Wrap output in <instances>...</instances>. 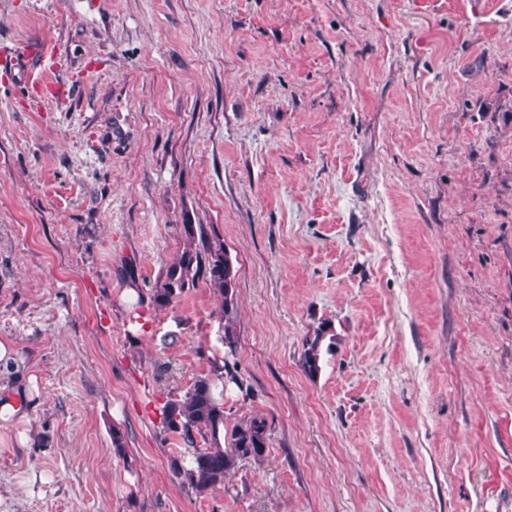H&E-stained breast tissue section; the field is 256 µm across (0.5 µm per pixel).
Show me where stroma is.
Returning <instances> with one entry per match:
<instances>
[{
	"mask_svg": "<svg viewBox=\"0 0 512 512\" xmlns=\"http://www.w3.org/2000/svg\"><path fill=\"white\" fill-rule=\"evenodd\" d=\"M45 40L65 102L0 76V341L38 388L0 512H512V0H0V50ZM188 224L236 272L224 427L268 436L202 497L161 410L222 301L152 299ZM329 332V324L323 321L314 330L313 336L305 337L303 342L302 367L308 374L318 372L323 351L328 353L333 349L335 338L333 335L327 336ZM327 337L328 343H326Z\"/></svg>",
	"mask_w": 512,
	"mask_h": 512,
	"instance_id": "35a3bbf8",
	"label": "stroma"
}]
</instances>
